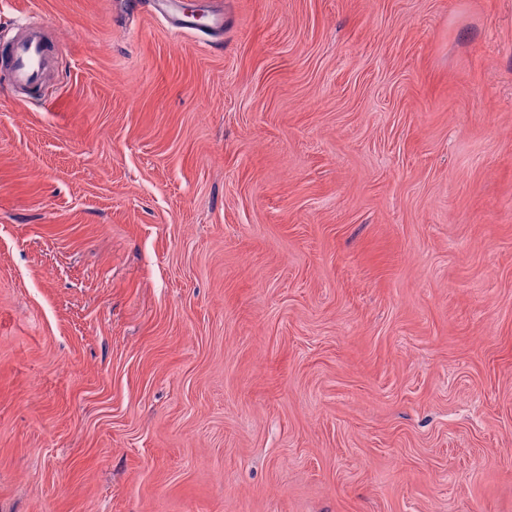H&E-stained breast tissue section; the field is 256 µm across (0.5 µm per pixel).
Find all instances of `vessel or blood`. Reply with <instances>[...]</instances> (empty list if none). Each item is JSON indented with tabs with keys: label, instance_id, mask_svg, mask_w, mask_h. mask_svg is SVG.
Segmentation results:
<instances>
[{
	"label": "vessel or blood",
	"instance_id": "obj_1",
	"mask_svg": "<svg viewBox=\"0 0 512 512\" xmlns=\"http://www.w3.org/2000/svg\"><path fill=\"white\" fill-rule=\"evenodd\" d=\"M7 67L15 88H35L50 75L56 50L43 24L19 21L8 40Z\"/></svg>",
	"mask_w": 512,
	"mask_h": 512
}]
</instances>
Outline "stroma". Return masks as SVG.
<instances>
[{
  "label": "stroma",
  "instance_id": "obj_1",
  "mask_svg": "<svg viewBox=\"0 0 512 512\" xmlns=\"http://www.w3.org/2000/svg\"><path fill=\"white\" fill-rule=\"evenodd\" d=\"M0 0V512H512V0ZM12 32L6 57L10 84L14 88H36L50 75L55 44L37 21H16Z\"/></svg>",
  "mask_w": 512,
  "mask_h": 512
}]
</instances>
